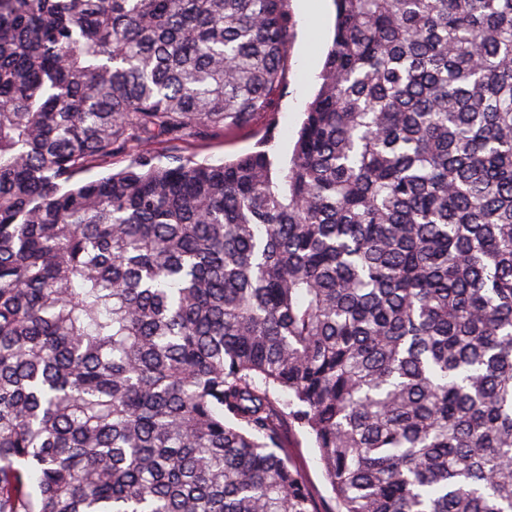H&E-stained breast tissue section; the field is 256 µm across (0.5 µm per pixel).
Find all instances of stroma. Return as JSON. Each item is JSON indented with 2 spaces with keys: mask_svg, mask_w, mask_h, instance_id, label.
Listing matches in <instances>:
<instances>
[{
  "mask_svg": "<svg viewBox=\"0 0 512 512\" xmlns=\"http://www.w3.org/2000/svg\"><path fill=\"white\" fill-rule=\"evenodd\" d=\"M305 0H289L288 11L293 21V37L288 47L286 78L280 87L272 111L255 117L248 126L218 138L197 140L187 145V153L219 163L250 151L274 132V153L279 162H287L296 139L303 112L319 87L327 45L334 33L335 6L333 0H323L322 9L309 13Z\"/></svg>",
  "mask_w": 512,
  "mask_h": 512,
  "instance_id": "1",
  "label": "stroma"
}]
</instances>
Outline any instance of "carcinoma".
Here are the masks:
<instances>
[{
	"label": "carcinoma",
	"instance_id": "1",
	"mask_svg": "<svg viewBox=\"0 0 512 512\" xmlns=\"http://www.w3.org/2000/svg\"><path fill=\"white\" fill-rule=\"evenodd\" d=\"M335 6L281 166L287 0H0V512H512V0ZM292 461L301 471L311 488L323 496L329 495V489L322 475L318 452L305 435H299L296 439V447L291 448Z\"/></svg>",
	"mask_w": 512,
	"mask_h": 512
}]
</instances>
